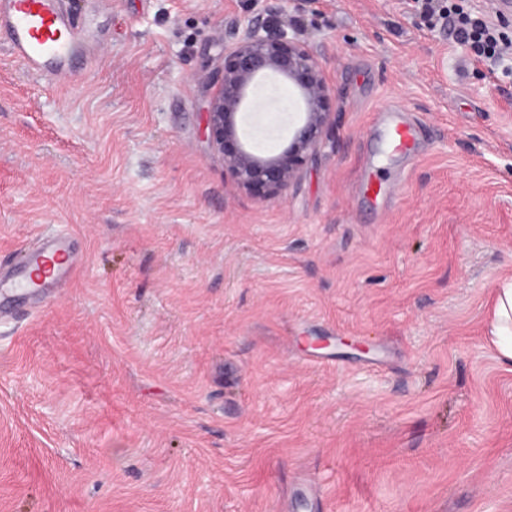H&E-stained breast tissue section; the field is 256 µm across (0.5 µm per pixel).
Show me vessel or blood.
Returning a JSON list of instances; mask_svg holds the SVG:
<instances>
[{
    "label": "vessel or blood",
    "instance_id": "1",
    "mask_svg": "<svg viewBox=\"0 0 512 512\" xmlns=\"http://www.w3.org/2000/svg\"><path fill=\"white\" fill-rule=\"evenodd\" d=\"M0 34L6 35L12 56L27 71L61 87L74 73L66 46L84 38L86 31L75 24L65 0H0ZM419 132L413 122L393 126L389 145L394 151L409 152ZM73 263L66 238H43L25 266L14 268L8 277L0 273V297L8 298L19 290L26 292L33 286L45 289L69 277Z\"/></svg>",
    "mask_w": 512,
    "mask_h": 512
}]
</instances>
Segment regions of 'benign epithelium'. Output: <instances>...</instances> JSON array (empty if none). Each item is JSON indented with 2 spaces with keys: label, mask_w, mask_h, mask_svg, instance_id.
<instances>
[{
  "label": "benign epithelium",
  "mask_w": 512,
  "mask_h": 512,
  "mask_svg": "<svg viewBox=\"0 0 512 512\" xmlns=\"http://www.w3.org/2000/svg\"><path fill=\"white\" fill-rule=\"evenodd\" d=\"M281 14L280 0H260L259 10L244 18L241 35L224 48V71L206 109L213 152L242 188H287L297 177L292 160L316 151L331 124L326 107L331 86L318 50L288 31L278 21ZM268 80L293 88L299 114L278 153L256 149L239 126V116L254 105L257 87Z\"/></svg>",
  "instance_id": "1"
}]
</instances>
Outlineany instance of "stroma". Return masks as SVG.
Segmentation results:
<instances>
[{"label":"stroma","mask_w":512,"mask_h":512,"mask_svg":"<svg viewBox=\"0 0 512 512\" xmlns=\"http://www.w3.org/2000/svg\"><path fill=\"white\" fill-rule=\"evenodd\" d=\"M70 4L98 47L67 90L0 39V263L56 234L81 260L0 320V512H512V61L414 0L285 6L335 123L246 190L204 105L251 0ZM258 101L279 152L296 110ZM419 132V126L414 122L405 121L403 124L395 125L389 133V145L394 151L409 152L416 143ZM488 330L499 361L512 365V282L496 289Z\"/></svg>","instance_id":"1"}]
</instances>
